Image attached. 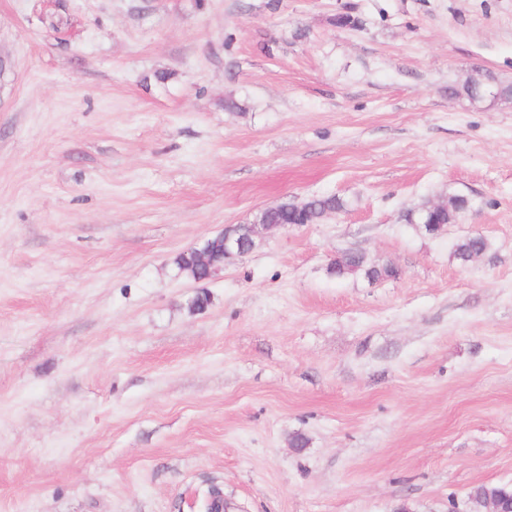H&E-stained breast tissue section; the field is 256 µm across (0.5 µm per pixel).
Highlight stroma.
<instances>
[{
    "label": "stroma",
    "instance_id": "stroma-1",
    "mask_svg": "<svg viewBox=\"0 0 512 512\" xmlns=\"http://www.w3.org/2000/svg\"><path fill=\"white\" fill-rule=\"evenodd\" d=\"M477 69L512 82V0H0V512L512 485V101L449 95ZM312 195L347 207L178 270ZM349 251L399 274L330 275ZM296 209L293 204L284 202L279 208L266 213L267 220L273 224H229L214 240L205 239L200 245L191 248L195 261L205 270V280L193 264L190 252L180 253L175 263L182 273L195 282H205L223 271L226 262L253 251L272 231L284 228L287 226L285 224L299 222L301 217L296 213Z\"/></svg>",
    "mask_w": 512,
    "mask_h": 512
}]
</instances>
